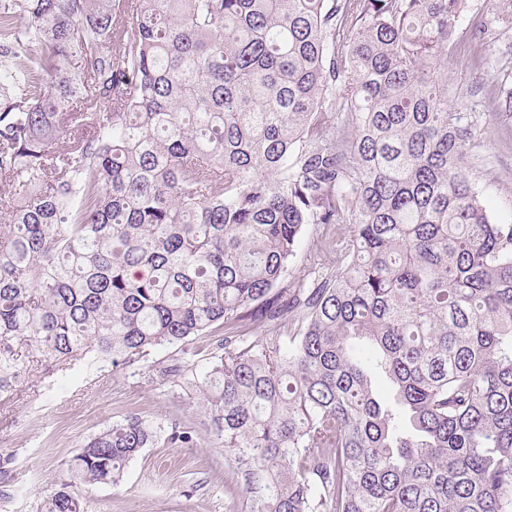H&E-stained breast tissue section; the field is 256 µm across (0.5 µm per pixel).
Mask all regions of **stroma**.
Listing matches in <instances>:
<instances>
[{"label": "stroma", "instance_id": "obj_1", "mask_svg": "<svg viewBox=\"0 0 512 512\" xmlns=\"http://www.w3.org/2000/svg\"><path fill=\"white\" fill-rule=\"evenodd\" d=\"M458 28L463 40L448 63V101L462 104L479 136L473 177L489 211L512 218V115L499 106L512 87V0H469ZM335 225L309 227L290 267L306 276L317 263L334 265L317 246ZM215 339L189 349L164 346L130 362L93 356L60 365L34 361L0 399V512H37L68 475L75 455L94 434L131 413L189 432L186 444H155L131 461L120 484L83 488L85 512H250L254 492L228 480L234 453L217 433L200 386L174 384L166 371L204 363Z\"/></svg>", "mask_w": 512, "mask_h": 512}]
</instances>
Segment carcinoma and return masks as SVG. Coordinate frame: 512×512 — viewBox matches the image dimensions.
Segmentation results:
<instances>
[{
	"instance_id": "obj_1",
	"label": "carcinoma",
	"mask_w": 512,
	"mask_h": 512,
	"mask_svg": "<svg viewBox=\"0 0 512 512\" xmlns=\"http://www.w3.org/2000/svg\"><path fill=\"white\" fill-rule=\"evenodd\" d=\"M467 6L0 0V392L20 344L130 361L222 331L185 372L266 477L254 512H512V221L448 104ZM318 224L336 266L288 280ZM160 440L191 435L112 423L39 512Z\"/></svg>"
}]
</instances>
